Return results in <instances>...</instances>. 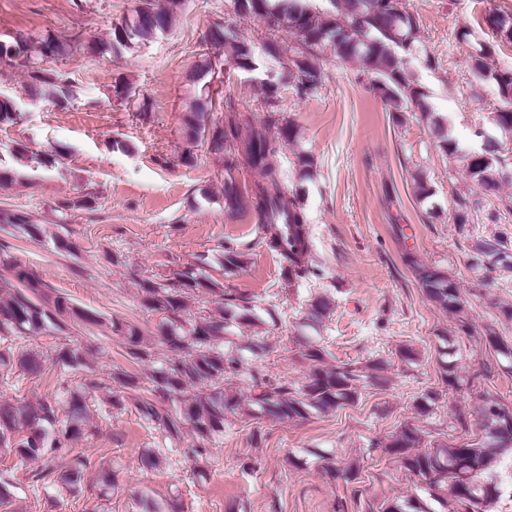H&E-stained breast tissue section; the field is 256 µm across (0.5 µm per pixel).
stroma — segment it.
Listing matches in <instances>:
<instances>
[{
  "mask_svg": "<svg viewBox=\"0 0 512 512\" xmlns=\"http://www.w3.org/2000/svg\"><path fill=\"white\" fill-rule=\"evenodd\" d=\"M419 24V43L407 74L428 95L432 112L444 121L460 153L495 144L503 159L498 195L483 193L462 162L437 145L430 121L420 113L388 112L370 90L358 64L340 61L324 50L319 64L327 74L320 91L299 96L292 86L281 91V105L296 128L282 149L284 186L301 199L311 235L310 261L320 279L289 283L279 257L255 247L256 219L232 216L224 208V160L209 153L198 125L213 129L224 120V104L263 121L267 83L282 68L267 56L269 31L263 20L235 14L231 0H182L169 31L133 44L122 53L109 48L115 25L132 18L143 0H0V41L52 34L70 40L73 49L46 60L45 68L63 73L75 96L57 106L29 97L23 71L0 68V94L12 97L16 122L0 124V210L20 213L42 225L41 241L19 228L0 224V244L22 265L35 270L55 292L73 303L139 330L153 359L165 357L159 342L160 316L142 306L140 281L160 279L185 268L205 271L221 288L253 295L260 308L282 317V327L252 328L264 337L263 365L274 374L304 383L310 366L295 336L312 296L327 295L335 310L315 333L325 362L386 363L387 386L364 385L356 404L305 420L280 421L228 415L204 477L194 475L181 454L193 441L190 429L171 435L144 418L134 400L112 405L109 388L117 371L148 380L151 362L129 357L126 339L106 328L70 322L22 338L24 350L53 355L78 348L84 367L73 383H98L88 400L84 434L75 448L86 466L81 494L59 495L23 488L8 512H141L137 494L160 502L177 501L183 512H366L368 506L418 493L417 479L393 456L370 449L410 422L436 442L455 444L477 437L478 428L454 427V410L474 413L480 392L512 405V374L499 370L495 352L485 343L486 328L512 343V271L490 276L472 270V237L492 238L498 226L478 217L465 226L453 223L457 195L498 206L512 196V138L497 130L490 114L497 104L494 85L476 79L471 63L487 51L492 70L512 68V41L490 28L488 11L512 14V0H404ZM224 24L249 43L258 65L237 69L223 49L205 36ZM130 95L118 99L115 84ZM208 101L204 116L196 105ZM26 144L18 158L13 147ZM60 149L64 160L43 161ZM194 164H185V153ZM314 160V175L303 179L298 155ZM432 195L419 200L418 183ZM94 195V207L78 204ZM71 240L74 253L57 251L56 237ZM244 253V268L224 271V246ZM433 264L458 284L469 305L471 335L455 316L426 296L409 259ZM415 349L417 363L398 351ZM455 350L460 375L469 383L444 391L440 355ZM490 378L478 377L483 365ZM60 376L51 369L42 378L0 366V400L30 403L54 392ZM442 397L433 415L420 416L415 400L428 390ZM154 452L157 467H143L141 456ZM337 465L360 471L355 486L333 480L315 459V451ZM254 470H244V463ZM117 476L104 491L105 473Z\"/></svg>",
  "mask_w": 512,
  "mask_h": 512,
  "instance_id": "stroma-1",
  "label": "stroma"
}]
</instances>
